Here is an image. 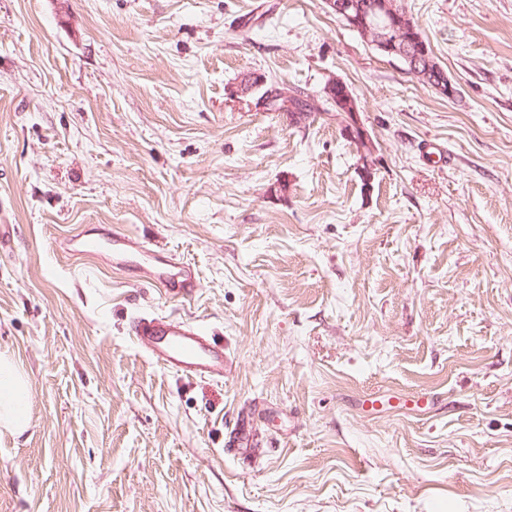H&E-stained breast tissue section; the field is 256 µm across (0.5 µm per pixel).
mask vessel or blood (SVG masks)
<instances>
[{
    "label": "vessel or blood",
    "instance_id": "vessel-or-blood-1",
    "mask_svg": "<svg viewBox=\"0 0 512 512\" xmlns=\"http://www.w3.org/2000/svg\"><path fill=\"white\" fill-rule=\"evenodd\" d=\"M148 277L159 281L166 295L172 298H190L198 289L194 272L185 266L173 275L152 270ZM131 334L145 348L151 361L184 377L224 374L223 345L197 323L162 314L138 316L131 323Z\"/></svg>",
    "mask_w": 512,
    "mask_h": 512
}]
</instances>
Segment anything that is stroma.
I'll return each instance as SVG.
<instances>
[{"instance_id":"obj_1","label":"stroma","mask_w":512,"mask_h":512,"mask_svg":"<svg viewBox=\"0 0 512 512\" xmlns=\"http://www.w3.org/2000/svg\"><path fill=\"white\" fill-rule=\"evenodd\" d=\"M404 2L454 95L323 0H0V356L31 418L0 429V512H512V0ZM251 73L342 78L370 169ZM116 232L197 293L113 268ZM138 314L200 323L224 378L152 363ZM152 252L153 259L165 266L178 268V272L173 275H167L162 272H157L153 270H148L145 268V273H148L147 278L149 280H157L160 282L162 287L164 288L165 294L170 298L177 299H187L191 298L198 289V282L194 272L185 266H179L176 264H171V260H161L166 259V257L162 256V249L158 248V250L150 249L145 244L133 240L126 234L122 233H113L112 235V255H140L146 252ZM160 259V260H158Z\"/></svg>"}]
</instances>
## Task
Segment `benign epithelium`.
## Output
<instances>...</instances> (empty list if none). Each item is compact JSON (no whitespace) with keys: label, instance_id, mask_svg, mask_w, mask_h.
<instances>
[{"label":"benign epithelium","instance_id":"1","mask_svg":"<svg viewBox=\"0 0 512 512\" xmlns=\"http://www.w3.org/2000/svg\"><path fill=\"white\" fill-rule=\"evenodd\" d=\"M329 11L344 15L351 23V27L359 30L365 40L375 47L389 54H405L406 45L410 42L418 44L420 58L413 61V74L425 84L447 95L452 92L451 86L444 85V80L438 79V75L431 71V55L427 44L410 21V16L401 0H381L379 8L381 22H369L361 13L353 10V3L349 0H324ZM341 90L344 109L347 112H358L357 99L348 89L345 82L336 77H330L324 86V91L329 95Z\"/></svg>","mask_w":512,"mask_h":512}]
</instances>
